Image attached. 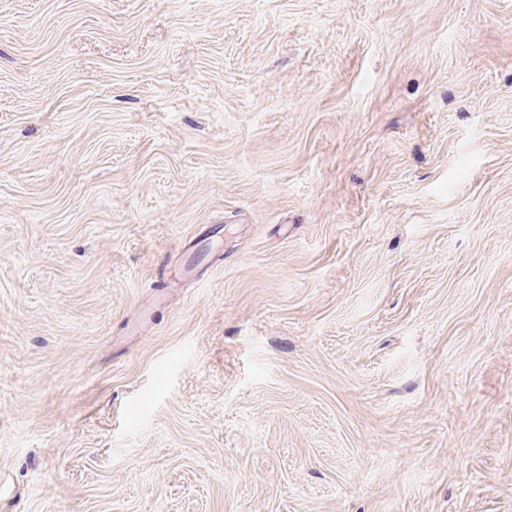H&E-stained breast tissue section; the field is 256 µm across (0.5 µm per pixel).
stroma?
<instances>
[{"instance_id": "1", "label": "stroma", "mask_w": 512, "mask_h": 512, "mask_svg": "<svg viewBox=\"0 0 512 512\" xmlns=\"http://www.w3.org/2000/svg\"><path fill=\"white\" fill-rule=\"evenodd\" d=\"M0 512H512V0H0Z\"/></svg>"}]
</instances>
